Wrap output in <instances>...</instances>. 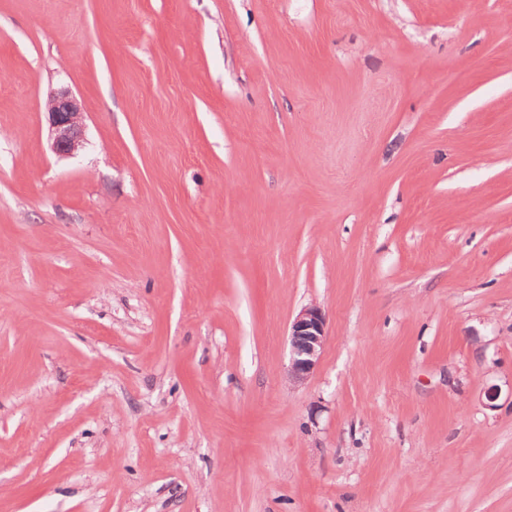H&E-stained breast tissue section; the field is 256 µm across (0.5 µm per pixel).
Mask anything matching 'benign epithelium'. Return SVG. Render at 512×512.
<instances>
[{"mask_svg": "<svg viewBox=\"0 0 512 512\" xmlns=\"http://www.w3.org/2000/svg\"><path fill=\"white\" fill-rule=\"evenodd\" d=\"M51 149L70 155L82 147L83 112L77 98L67 89L49 95L46 102ZM327 339L325 314L316 306L303 308L289 326L290 364L288 377L305 382L314 373Z\"/></svg>", "mask_w": 512, "mask_h": 512, "instance_id": "1", "label": "benign epithelium"}]
</instances>
